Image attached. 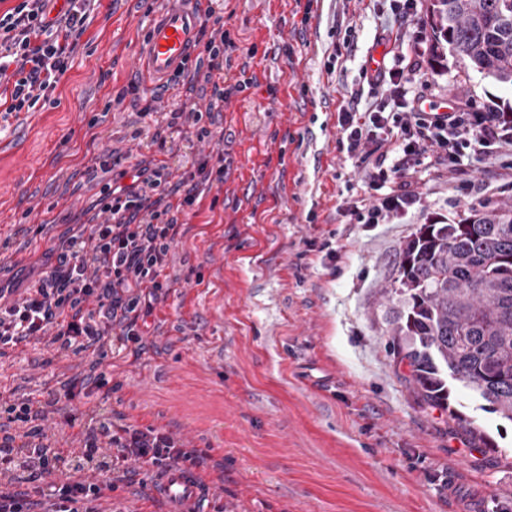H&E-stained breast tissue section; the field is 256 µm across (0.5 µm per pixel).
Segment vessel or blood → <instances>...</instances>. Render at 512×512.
I'll list each match as a JSON object with an SVG mask.
<instances>
[{
    "instance_id": "vessel-or-blood-1",
    "label": "vessel or blood",
    "mask_w": 512,
    "mask_h": 512,
    "mask_svg": "<svg viewBox=\"0 0 512 512\" xmlns=\"http://www.w3.org/2000/svg\"><path fill=\"white\" fill-rule=\"evenodd\" d=\"M203 21L196 0H168L165 10L152 20L147 40L134 57V68L146 85L161 84L192 53ZM145 490L149 497L162 502L163 512H205L210 493L196 472L179 469L147 481Z\"/></svg>"
}]
</instances>
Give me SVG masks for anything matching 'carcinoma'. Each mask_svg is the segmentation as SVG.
I'll list each match as a JSON object with an SVG mask.
<instances>
[{
    "instance_id": "carcinoma-1",
    "label": "carcinoma",
    "mask_w": 512,
    "mask_h": 512,
    "mask_svg": "<svg viewBox=\"0 0 512 512\" xmlns=\"http://www.w3.org/2000/svg\"><path fill=\"white\" fill-rule=\"evenodd\" d=\"M433 52L512 86V0H430ZM390 336L422 400L467 426L458 383L512 423V202L423 224L404 243Z\"/></svg>"
}]
</instances>
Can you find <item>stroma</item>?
Listing matches in <instances>:
<instances>
[{
  "instance_id": "stroma-1",
  "label": "stroma",
  "mask_w": 512,
  "mask_h": 512,
  "mask_svg": "<svg viewBox=\"0 0 512 512\" xmlns=\"http://www.w3.org/2000/svg\"><path fill=\"white\" fill-rule=\"evenodd\" d=\"M392 0H216L237 45L230 74L257 84L214 117L210 140L154 137L183 104L206 110L210 89H172L141 117L123 91L139 82L132 59L165 0H100L62 77L55 105L0 122V286L26 288L56 263L72 229L90 223L102 184L137 161L162 160L180 176L193 160L224 155V180L204 186L181 214L165 273L180 282L138 320L140 343L99 356L23 342L0 355V406L45 405L64 382L100 361L119 382L43 423L62 454L92 420L151 426L210 449L199 469L223 512H512V424L467 416L497 443L481 448L447 413L402 380L389 320L404 242L431 218L454 219L486 201L512 200L494 155L465 172L435 161L405 174L421 203L401 219L354 224L349 201L381 198L395 179L369 186L371 160L338 151L337 113L363 79ZM353 42H345L348 26ZM431 85L409 96L434 104L475 101L494 112L512 87L454 58L425 59ZM114 154L88 177L91 156Z\"/></svg>"
}]
</instances>
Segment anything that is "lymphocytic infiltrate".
<instances>
[{
	"label": "lymphocytic infiltrate",
	"instance_id": "1",
	"mask_svg": "<svg viewBox=\"0 0 512 512\" xmlns=\"http://www.w3.org/2000/svg\"><path fill=\"white\" fill-rule=\"evenodd\" d=\"M99 0H66L64 9L51 11V0H17L0 13V85L10 88L8 112H32L51 103V95L72 66V55L86 30V22ZM194 67H180L173 84L211 87L209 111L220 112L225 100L254 84L253 78L228 77L224 52L232 48L221 17L213 6L204 9ZM401 48L398 66L370 75L367 83L382 95L361 108L360 92H352L338 110L339 149L363 154L377 135L393 145L391 154L377 157L375 177L405 174L429 158L446 160L462 169L473 154L512 153V113L487 112L478 105L467 111L449 109L438 114L423 97L407 98L403 88L410 78L430 82L423 71L425 54L421 36L393 32ZM224 174V155L216 153L194 161L178 180H171L164 163L144 160L131 185H104L96 201L99 220L80 225L60 241L55 267L46 271L19 298L6 299L0 291V349L30 340L49 338L60 352L94 347L105 351L114 343L138 340L137 322L150 313L153 303L174 285L164 277L175 241L178 216L199 198V187ZM421 202L419 193L400 183L393 195L367 203L356 200L351 213L357 223L378 224L399 219ZM96 310H88V300ZM0 422V477L13 490L0 491V512H97L95 503L104 491L131 484L147 471L163 472L173 466H206L208 451L188 447L174 435L153 427L100 422L91 428L78 458L102 471L96 481L57 478L50 493L39 483L60 468V452L46 441L41 426L46 410L32 409L29 401L8 405ZM22 423V436L10 431ZM113 449L102 460V444Z\"/></svg>",
	"mask_w": 512,
	"mask_h": 512
}]
</instances>
